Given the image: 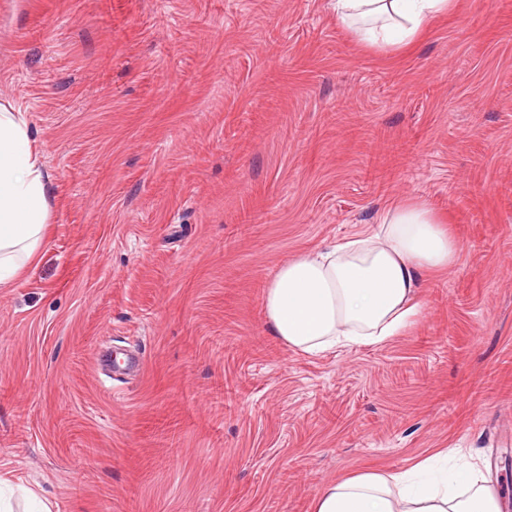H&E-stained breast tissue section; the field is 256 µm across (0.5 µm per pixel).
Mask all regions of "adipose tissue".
Segmentation results:
<instances>
[{
  "label": "adipose tissue",
  "mask_w": 512,
  "mask_h": 512,
  "mask_svg": "<svg viewBox=\"0 0 512 512\" xmlns=\"http://www.w3.org/2000/svg\"><path fill=\"white\" fill-rule=\"evenodd\" d=\"M456 0H329L337 24L367 50L401 52L452 13ZM49 178L22 108L0 104V288L36 257L49 218ZM458 243L420 201L382 210L350 238L298 254L270 280L263 310L284 346L317 356L379 344L412 324L424 277L453 265ZM313 512H501L476 472L410 488L406 474L365 472L324 487Z\"/></svg>",
  "instance_id": "obj_1"
}]
</instances>
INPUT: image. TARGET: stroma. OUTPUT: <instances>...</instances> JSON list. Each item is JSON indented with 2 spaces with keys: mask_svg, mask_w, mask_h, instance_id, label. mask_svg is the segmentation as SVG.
<instances>
[{
  "mask_svg": "<svg viewBox=\"0 0 512 512\" xmlns=\"http://www.w3.org/2000/svg\"><path fill=\"white\" fill-rule=\"evenodd\" d=\"M0 103L49 177L0 288L13 512H311L432 456L512 512V0H459L406 54L328 0H0ZM403 198L459 246L414 323L316 357L272 336L277 269ZM109 345L142 370L111 384Z\"/></svg>",
  "mask_w": 512,
  "mask_h": 512,
  "instance_id": "1",
  "label": "stroma"
}]
</instances>
